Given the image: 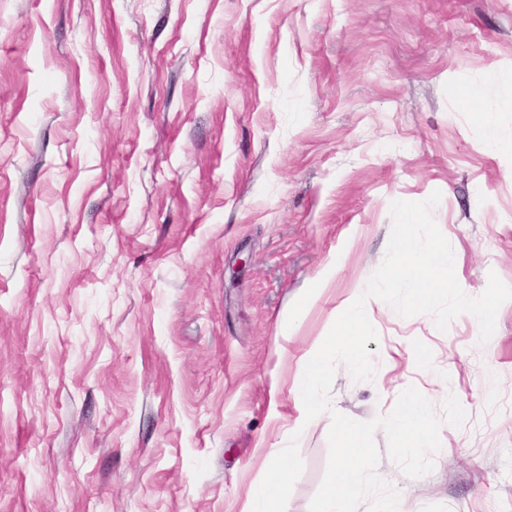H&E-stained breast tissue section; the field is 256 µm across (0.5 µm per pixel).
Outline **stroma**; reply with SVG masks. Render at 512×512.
Returning a JSON list of instances; mask_svg holds the SVG:
<instances>
[{"label":"stroma","mask_w":512,"mask_h":512,"mask_svg":"<svg viewBox=\"0 0 512 512\" xmlns=\"http://www.w3.org/2000/svg\"><path fill=\"white\" fill-rule=\"evenodd\" d=\"M487 108L512 139V0H0V512H246L291 429L309 512L331 419L291 389L391 203L440 191L465 294L512 285ZM366 313L374 378L338 366L332 411L467 414L419 478L377 431V474L410 512H512V301L484 343Z\"/></svg>","instance_id":"stroma-1"}]
</instances>
